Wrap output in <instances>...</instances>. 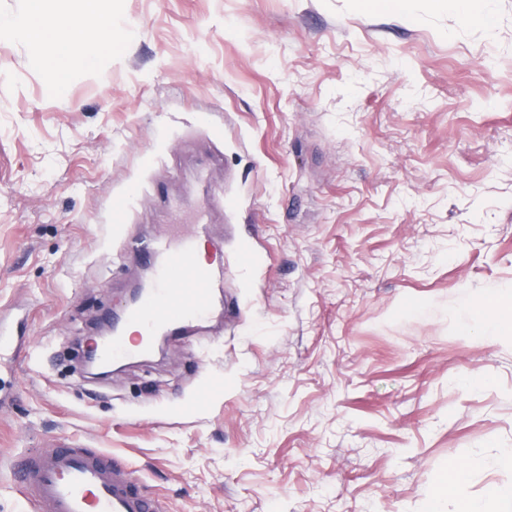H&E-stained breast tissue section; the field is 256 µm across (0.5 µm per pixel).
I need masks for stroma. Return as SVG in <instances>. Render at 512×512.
<instances>
[{"label": "stroma", "mask_w": 512, "mask_h": 512, "mask_svg": "<svg viewBox=\"0 0 512 512\" xmlns=\"http://www.w3.org/2000/svg\"><path fill=\"white\" fill-rule=\"evenodd\" d=\"M104 0L126 41L47 89L0 35V512L70 438L167 512H428L450 463L512 499V0ZM123 202L121 224L113 200ZM199 226L208 326L81 369L142 261ZM253 245L251 264L239 244ZM360 7L370 13L402 14L408 7L409 0H361Z\"/></svg>", "instance_id": "stroma-1"}]
</instances>
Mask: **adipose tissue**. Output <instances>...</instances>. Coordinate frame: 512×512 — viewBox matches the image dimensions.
<instances>
[{
	"mask_svg": "<svg viewBox=\"0 0 512 512\" xmlns=\"http://www.w3.org/2000/svg\"><path fill=\"white\" fill-rule=\"evenodd\" d=\"M100 0H30L24 18L15 29L33 47L34 67L47 74L49 90L62 91L71 60L92 59L98 55L102 41L118 43L120 33L106 31L96 39L101 20ZM469 466L460 462L449 467L437 495L432 498V512H439L443 500L454 499L457 512H503V498L497 489H488L483 500L476 501L465 492Z\"/></svg>",
	"mask_w": 512,
	"mask_h": 512,
	"instance_id": "obj_1",
	"label": "adipose tissue"
}]
</instances>
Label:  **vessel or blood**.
Wrapping results in <instances>:
<instances>
[{"label":"vessel or blood","mask_w":512,"mask_h":512,"mask_svg":"<svg viewBox=\"0 0 512 512\" xmlns=\"http://www.w3.org/2000/svg\"><path fill=\"white\" fill-rule=\"evenodd\" d=\"M147 261H159L156 281L125 323L141 324L146 335L186 336L203 323L213 305L209 267L196 258L195 235L175 245L132 241ZM15 470L25 495L39 512H165L161 499L146 495L110 453L61 442Z\"/></svg>","instance_id":"vessel-or-blood-1"}]
</instances>
